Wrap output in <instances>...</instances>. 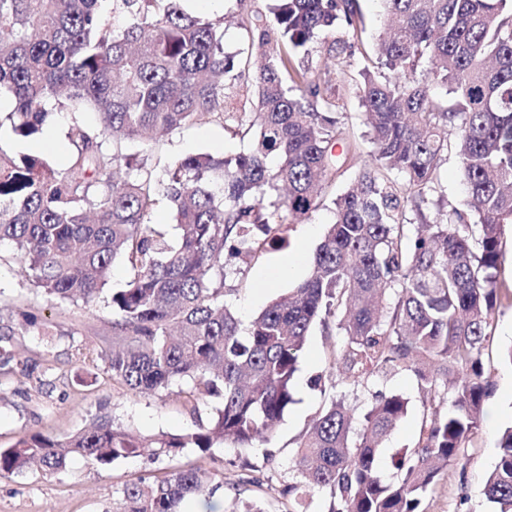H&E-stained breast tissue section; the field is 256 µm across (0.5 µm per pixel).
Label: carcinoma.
I'll use <instances>...</instances> for the list:
<instances>
[{
  "label": "carcinoma",
  "mask_w": 512,
  "mask_h": 512,
  "mask_svg": "<svg viewBox=\"0 0 512 512\" xmlns=\"http://www.w3.org/2000/svg\"><path fill=\"white\" fill-rule=\"evenodd\" d=\"M180 0H0V95L13 108L4 133L40 138L47 106L66 96L96 124L75 120L71 158L0 148V242H12L50 299L88 304L113 261L131 270L112 290V380L152 392L186 381V403L220 401L211 421L179 434L138 438L110 419L65 438L24 433L0 448V475L32 466L64 470L78 457L107 469L165 456L160 474L119 490L112 512H181L202 498L209 512L224 481L186 448L238 451L271 433L294 401L300 356L315 323L336 330L330 365L364 382L411 371L423 394L414 446L384 479L375 457L409 401L375 393L360 426L334 400L296 442L288 512H307L315 490L328 512H424L441 466L458 464L477 433L491 387L482 349L509 287L497 280L504 228L512 226V0H376L385 27L354 91L369 129L370 167L334 199L333 222L308 277L246 328L226 302L224 257L284 248L286 223L309 217L359 146L338 124L344 59L365 27L358 0H275L238 21L255 57L224 51L223 20L191 16ZM328 52L309 64L320 37ZM253 69L252 112H231L241 66ZM221 121L252 134L250 149L172 160L158 178L118 143ZM457 159L465 208L443 203L439 170ZM178 224L168 241L150 224L159 199ZM28 363L0 346V371ZM485 486L493 512H512V426L497 440Z\"/></svg>",
  "instance_id": "carcinoma-1"
}]
</instances>
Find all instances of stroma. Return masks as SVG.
<instances>
[{
    "label": "stroma",
    "instance_id": "stroma-1",
    "mask_svg": "<svg viewBox=\"0 0 512 512\" xmlns=\"http://www.w3.org/2000/svg\"><path fill=\"white\" fill-rule=\"evenodd\" d=\"M366 16L362 41L365 52L347 58L346 91L338 116L347 131L369 153L371 145L362 123L359 102L352 90L361 70L373 68L376 58L371 50L373 37L382 24L375 0H359ZM248 141L225 130L213 121L185 127L162 138L153 148L138 140H128L122 149L128 154L147 155L155 168H163L171 159L185 154H232L248 149ZM353 171L338 174L326 187L323 202L312 215L290 225L285 250H264L244 262L242 275L227 279V301L242 326H249L279 294L294 288L310 272L316 247L332 220V201L351 182ZM299 255L298 274L285 278L280 274L284 255ZM130 277L123 260H115L109 280L91 304L47 301L23 268L15 246L0 243V335L5 346L15 350L32 366L29 373H0V448L15 444L25 432L62 438L106 417L136 434L152 436L159 432L180 433L196 427L208 418L218 402L209 398L191 413L184 404L180 384L152 393H136L112 380L104 361L89 364V353L112 346L114 316L110 305L113 289ZM333 344L322 326H314L299 362L294 401L267 438L257 440L246 457L260 486L240 483L243 471L234 466L232 451L214 449L208 459H200L191 449L179 461L204 463L216 475L229 478L224 486V503L232 505L236 496L260 500L265 512H286L288 500L282 489L299 479L291 467L295 442L311 419L332 400H344L355 419H362L375 392L400 394L408 398L410 408L405 419L392 432L377 458V469L384 477L394 473L392 458L416 439L422 395L412 372L399 371L378 380L363 383L333 374L329 351ZM512 346V302L502 301L495 318V331L486 344L482 363L492 386L483 404L478 436L469 445L460 464L444 468L436 484L428 491L425 512H492L483 489L495 459L498 432L512 425V363L504 359ZM166 458L148 460L129 458L105 470H96L82 460H71L66 469L49 475L31 470L21 475H0V512H110L116 492L128 481L146 472H161Z\"/></svg>",
    "mask_w": 512,
    "mask_h": 512
}]
</instances>
